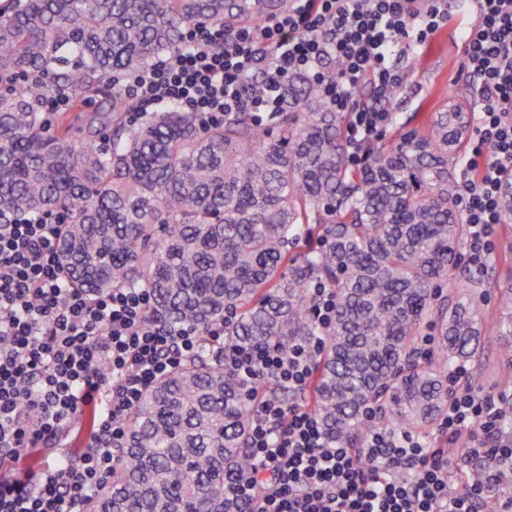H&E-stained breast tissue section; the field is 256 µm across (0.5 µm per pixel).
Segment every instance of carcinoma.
I'll return each mask as SVG.
<instances>
[{
  "label": "carcinoma",
  "mask_w": 512,
  "mask_h": 512,
  "mask_svg": "<svg viewBox=\"0 0 512 512\" xmlns=\"http://www.w3.org/2000/svg\"><path fill=\"white\" fill-rule=\"evenodd\" d=\"M291 0H0V224L63 219L68 287L148 289L202 353L157 379L129 414L117 462L83 512H242L231 480L251 470L250 402L210 354L288 349L324 337L305 402L333 443L373 430L426 435L448 406V373L481 369L483 336H512V249L493 277L466 262L457 172L473 124L457 95L393 115L350 158L351 117L297 77L271 121L234 112L200 127L166 105L127 121L125 74L198 28L238 31ZM70 97L46 127L45 98ZM89 96L107 106L85 111ZM332 289L320 328L311 288ZM433 337L427 353L421 338ZM512 392V357L495 378ZM288 402L271 379L253 386Z\"/></svg>",
  "instance_id": "cac0c4a2"
}]
</instances>
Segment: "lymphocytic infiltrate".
<instances>
[{
  "label": "lymphocytic infiltrate",
  "instance_id": "obj_1",
  "mask_svg": "<svg viewBox=\"0 0 512 512\" xmlns=\"http://www.w3.org/2000/svg\"><path fill=\"white\" fill-rule=\"evenodd\" d=\"M465 2L470 20L458 38L478 100L459 183L469 260L481 268L506 218L501 194L512 173V0ZM452 22L444 0H292L288 12L242 32L200 30L185 49L129 73L126 88L140 111L174 103L206 126L228 112L274 117L282 84L302 76L322 86L333 110L352 113L356 149L391 121L384 103L405 80L395 56ZM61 230L45 214L0 224V455L56 451L42 471L0 470V512H82L110 473L143 392L200 352L196 329L150 317L146 289L94 295L67 287L56 253ZM318 349L239 347L224 363L244 386L270 378L298 396ZM465 373H449L448 410L433 435L376 430L357 448L329 442L297 398L252 400L253 465L239 484L248 512H512V431L504 427L512 409L459 386ZM88 409L93 429L83 448L70 450V426ZM461 438L490 461L480 480H459L466 458L449 456L447 446Z\"/></svg>",
  "mask_w": 512,
  "mask_h": 512
}]
</instances>
